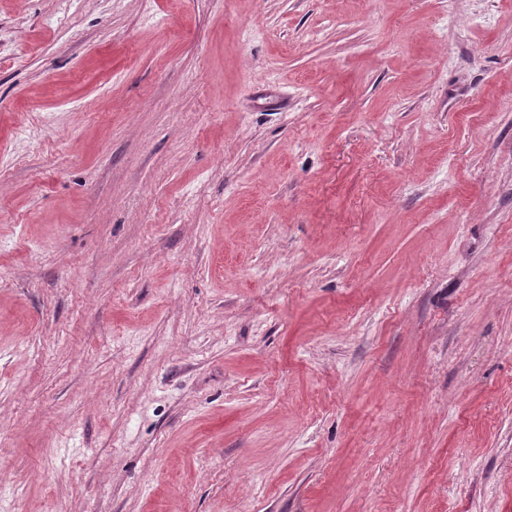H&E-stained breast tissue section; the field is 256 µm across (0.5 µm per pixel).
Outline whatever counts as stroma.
<instances>
[{"instance_id":"1","label":"stroma","mask_w":512,"mask_h":512,"mask_svg":"<svg viewBox=\"0 0 512 512\" xmlns=\"http://www.w3.org/2000/svg\"><path fill=\"white\" fill-rule=\"evenodd\" d=\"M0 512H512V0H0Z\"/></svg>"}]
</instances>
